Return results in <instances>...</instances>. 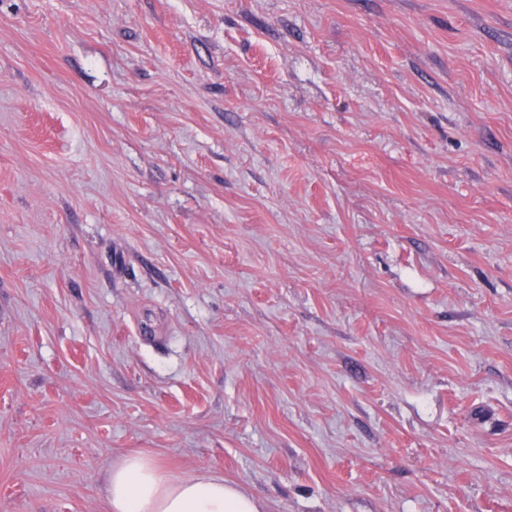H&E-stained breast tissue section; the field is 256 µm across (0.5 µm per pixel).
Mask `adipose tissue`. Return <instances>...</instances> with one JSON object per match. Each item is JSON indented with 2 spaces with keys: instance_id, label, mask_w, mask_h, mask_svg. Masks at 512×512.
<instances>
[{
  "instance_id": "obj_1",
  "label": "adipose tissue",
  "mask_w": 512,
  "mask_h": 512,
  "mask_svg": "<svg viewBox=\"0 0 512 512\" xmlns=\"http://www.w3.org/2000/svg\"><path fill=\"white\" fill-rule=\"evenodd\" d=\"M112 512H265L236 484L206 472L172 476L142 454L123 456L106 475Z\"/></svg>"
}]
</instances>
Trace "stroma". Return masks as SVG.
Instances as JSON below:
<instances>
[{
	"label": "stroma",
	"instance_id": "stroma-1",
	"mask_svg": "<svg viewBox=\"0 0 512 512\" xmlns=\"http://www.w3.org/2000/svg\"><path fill=\"white\" fill-rule=\"evenodd\" d=\"M134 452L512 512V0H0V512Z\"/></svg>",
	"mask_w": 512,
	"mask_h": 512
}]
</instances>
